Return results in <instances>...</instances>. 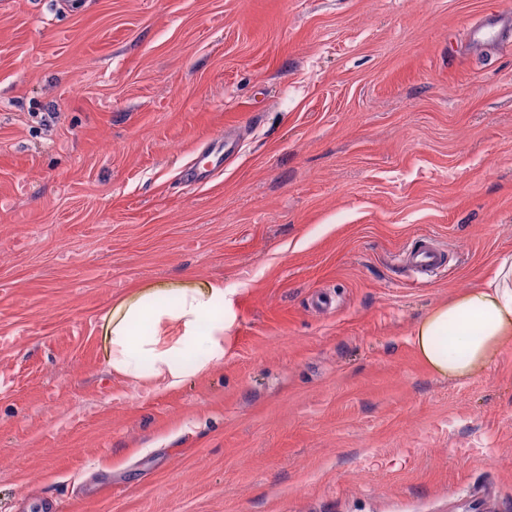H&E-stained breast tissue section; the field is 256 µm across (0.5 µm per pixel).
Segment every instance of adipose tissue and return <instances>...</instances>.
Instances as JSON below:
<instances>
[{
	"label": "adipose tissue",
	"mask_w": 512,
	"mask_h": 512,
	"mask_svg": "<svg viewBox=\"0 0 512 512\" xmlns=\"http://www.w3.org/2000/svg\"><path fill=\"white\" fill-rule=\"evenodd\" d=\"M232 302L213 281L159 283L134 290L102 318L109 368L130 380L182 386L224 357ZM419 357L442 378L482 369L512 343V259H503L483 285L432 309L416 324Z\"/></svg>",
	"instance_id": "obj_1"
}]
</instances>
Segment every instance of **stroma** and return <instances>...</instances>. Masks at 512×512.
I'll use <instances>...</instances> for the list:
<instances>
[{
    "mask_svg": "<svg viewBox=\"0 0 512 512\" xmlns=\"http://www.w3.org/2000/svg\"><path fill=\"white\" fill-rule=\"evenodd\" d=\"M506 9L0 0V512H512V344L444 379L412 341L512 258V45L466 38ZM189 280L223 361L112 373L102 316ZM401 261L412 272L432 275L445 266V254L433 242L423 241L418 246L404 251Z\"/></svg>",
    "mask_w": 512,
    "mask_h": 512,
    "instance_id": "stroma-1",
    "label": "stroma"
}]
</instances>
